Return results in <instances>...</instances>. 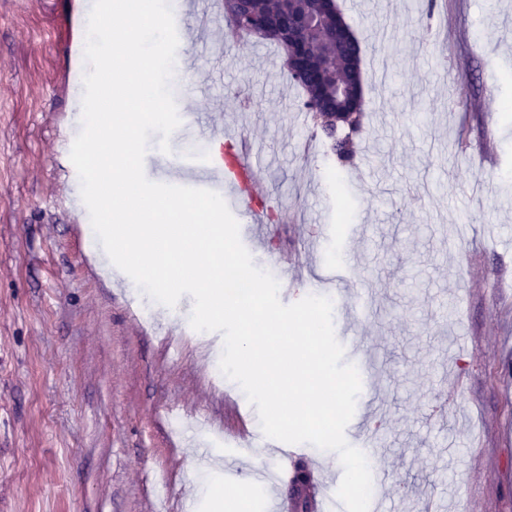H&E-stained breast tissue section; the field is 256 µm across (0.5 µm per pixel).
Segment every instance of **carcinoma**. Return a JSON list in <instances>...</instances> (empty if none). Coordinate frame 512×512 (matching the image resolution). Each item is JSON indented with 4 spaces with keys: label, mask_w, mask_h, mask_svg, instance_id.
<instances>
[{
    "label": "carcinoma",
    "mask_w": 512,
    "mask_h": 512,
    "mask_svg": "<svg viewBox=\"0 0 512 512\" xmlns=\"http://www.w3.org/2000/svg\"><path fill=\"white\" fill-rule=\"evenodd\" d=\"M280 8L279 0H246L237 5L238 13L246 10L255 16ZM302 11L316 21L306 39L316 44L318 54L311 63L313 76L300 80L292 75L290 80L301 89L307 111L326 115L325 120L314 122L313 132L328 145L338 162L347 166L354 159V139L361 132L364 116L362 83L355 78L347 60L361 63L362 42L352 32L349 42L337 52L323 44L322 37L344 23L332 0H302ZM310 480L306 465L296 463L289 483L295 512H312L313 505L306 493Z\"/></svg>",
    "instance_id": "1"
}]
</instances>
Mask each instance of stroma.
<instances>
[{
	"label": "stroma",
	"mask_w": 512,
	"mask_h": 512,
	"mask_svg": "<svg viewBox=\"0 0 512 512\" xmlns=\"http://www.w3.org/2000/svg\"><path fill=\"white\" fill-rule=\"evenodd\" d=\"M337 0L364 44L365 129L341 166L264 41L209 53L171 80L177 109L221 140L272 152L256 175L284 216L254 264L287 277V303L333 301L376 376L355 415L391 475L382 512H512V0ZM68 0H0V512H214L188 477L268 512L252 469L285 465L253 439L227 449L233 380H215L218 332H197L190 295L159 314L125 274L105 278L91 225L71 198L77 171L60 140L76 123L59 94ZM209 93L192 94L197 79ZM151 135L144 171L185 185ZM359 258L352 281L320 272L329 249ZM373 303L351 321L356 290ZM180 426H173V418Z\"/></svg>",
	"instance_id": "obj_1"
}]
</instances>
